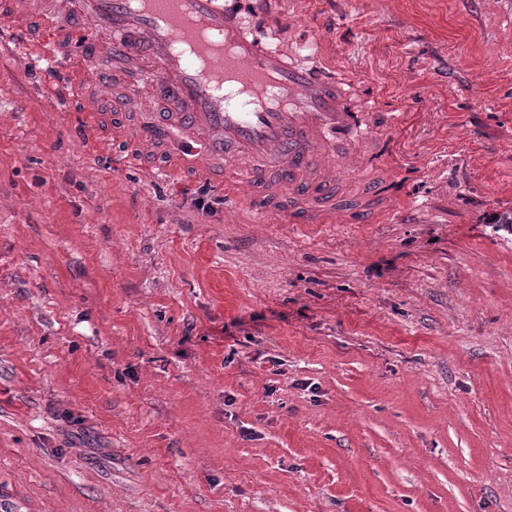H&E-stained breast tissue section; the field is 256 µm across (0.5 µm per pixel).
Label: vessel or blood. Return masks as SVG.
Masks as SVG:
<instances>
[{"instance_id": "1", "label": "vessel or blood", "mask_w": 512, "mask_h": 512, "mask_svg": "<svg viewBox=\"0 0 512 512\" xmlns=\"http://www.w3.org/2000/svg\"><path fill=\"white\" fill-rule=\"evenodd\" d=\"M8 0L6 18L28 60L64 73L97 111L110 80L94 59L108 50L128 72L149 74L167 109L132 131L124 167L171 155L162 176L193 173L223 187L226 209L279 224H371L401 188L390 179L346 177L378 166L358 139L397 128L374 94L351 111L336 74L289 62L269 48L245 0Z\"/></svg>"}]
</instances>
